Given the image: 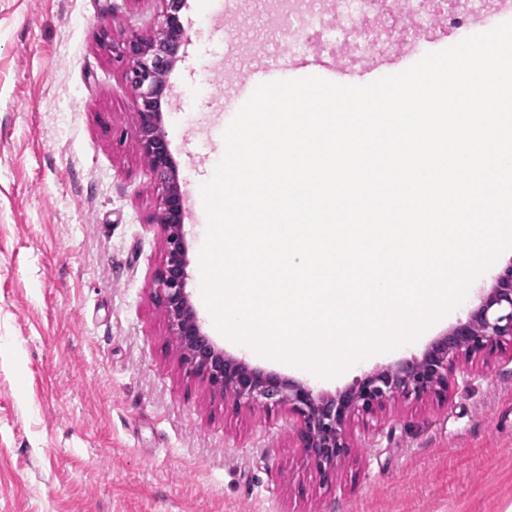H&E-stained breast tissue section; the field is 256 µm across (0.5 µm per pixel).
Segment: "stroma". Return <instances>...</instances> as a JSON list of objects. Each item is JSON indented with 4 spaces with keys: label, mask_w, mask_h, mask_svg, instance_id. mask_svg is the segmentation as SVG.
I'll use <instances>...</instances> for the list:
<instances>
[{
    "label": "stroma",
    "mask_w": 512,
    "mask_h": 512,
    "mask_svg": "<svg viewBox=\"0 0 512 512\" xmlns=\"http://www.w3.org/2000/svg\"><path fill=\"white\" fill-rule=\"evenodd\" d=\"M160 0H0V512H512V358L462 361L468 388L396 401L352 425L331 482L306 466L286 409L235 408L189 374L154 299L165 241L158 185L132 129L134 92L103 45L157 34ZM280 0H189L188 40L169 75L166 128L192 202L188 292L227 353L307 379L310 371L225 337L202 293L201 187L234 119L228 80L274 56ZM280 62L357 86L419 55L352 61L347 48ZM512 252L463 303L397 350L315 379L336 393L374 367L420 355L466 319Z\"/></svg>",
    "instance_id": "35a3bbf8"
}]
</instances>
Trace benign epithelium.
Returning <instances> with one entry per match:
<instances>
[{
    "label": "benign epithelium",
    "instance_id": "obj_1",
    "mask_svg": "<svg viewBox=\"0 0 512 512\" xmlns=\"http://www.w3.org/2000/svg\"><path fill=\"white\" fill-rule=\"evenodd\" d=\"M158 35L134 34L118 47L129 60L127 80L135 93L134 128L149 169L161 188L154 216L165 237V256L155 279V294L164 307L173 335L183 338L181 361L187 370L230 394L235 403L267 410L286 407L295 418V434L307 464L324 481L348 456L347 425L369 421L398 399L419 400L446 392L458 383L460 362L481 353L512 352V262L477 294L467 318L433 340L421 356L377 367L355 385L334 395L309 381L293 379L251 365L228 354L203 327L187 291L189 242L185 231V197L170 149L165 114L168 76L180 58L187 34L180 14L187 0H161Z\"/></svg>",
    "mask_w": 512,
    "mask_h": 512
}]
</instances>
